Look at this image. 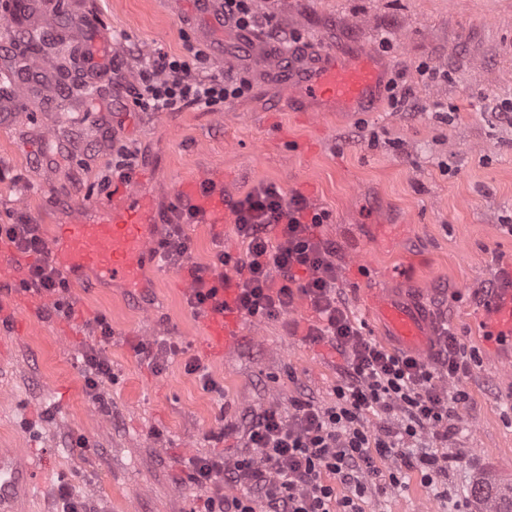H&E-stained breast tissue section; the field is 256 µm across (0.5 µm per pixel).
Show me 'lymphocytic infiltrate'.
Listing matches in <instances>:
<instances>
[{
    "instance_id": "lymphocytic-infiltrate-1",
    "label": "lymphocytic infiltrate",
    "mask_w": 512,
    "mask_h": 512,
    "mask_svg": "<svg viewBox=\"0 0 512 512\" xmlns=\"http://www.w3.org/2000/svg\"><path fill=\"white\" fill-rule=\"evenodd\" d=\"M224 23L243 35L266 27L281 47L299 40L298 33L280 30L274 14L258 15L254 0H224ZM250 88L244 76L194 75L189 62L160 51L151 69L139 73L133 104L141 112L188 106L214 111ZM229 206L245 255L220 250L215 258L235 271L236 309L275 318L297 297L306 298L320 317L310 336L344 353L347 366L333 403L306 397L293 400L286 413L266 408L242 430L239 453L192 458L191 478L207 492L203 512H362L366 494L402 487L408 470L429 484L447 477L448 439L460 431L456 408L469 399L458 384L476 363V351L462 346L445 322L430 361L364 336L338 289L336 246L317 233L328 214L303 195L287 197L267 184ZM203 220L190 200H179L159 244L164 261L190 279L188 303L194 309L215 302L218 293L208 269L192 263V242L184 231ZM0 243L27 259L25 291L48 298L66 291L60 271L43 258L40 225L28 219L0 224ZM373 412L385 416L386 425L370 429L365 418ZM228 485L234 494H225Z\"/></svg>"
}]
</instances>
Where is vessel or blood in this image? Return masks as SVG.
Here are the masks:
<instances>
[{"mask_svg": "<svg viewBox=\"0 0 512 512\" xmlns=\"http://www.w3.org/2000/svg\"><path fill=\"white\" fill-rule=\"evenodd\" d=\"M32 7V27L68 43L90 83L107 79L108 60L101 50L80 36L55 28L47 0H34ZM0 73L15 84L17 98L44 99L41 83L23 85L18 73L6 66ZM276 77L292 106L312 104L323 112H364L376 102L384 71L371 54L327 49L278 64ZM181 190L194 197L211 223H223L227 208L222 196L199 195L191 182L183 183ZM160 234L151 196L137 183H118L103 203L64 226L47 249L46 258L71 280L91 275L128 291H140L147 286V268L159 255ZM369 301L381 308L391 333L405 350L420 356L428 353L430 329L414 308L381 295L370 296ZM240 322L241 315L234 310L209 312L205 320L207 347L227 353L239 338ZM485 330L512 341V293L505 294L487 314ZM45 469L43 457L32 454L22 458L0 450V512H21L28 485L39 483Z\"/></svg>", "mask_w": 512, "mask_h": 512, "instance_id": "b4317fda", "label": "vessel or blood"}]
</instances>
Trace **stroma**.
Instances as JSON below:
<instances>
[{"label":"stroma","mask_w":512,"mask_h":512,"mask_svg":"<svg viewBox=\"0 0 512 512\" xmlns=\"http://www.w3.org/2000/svg\"><path fill=\"white\" fill-rule=\"evenodd\" d=\"M109 35L113 78L99 86V108L77 120L70 104L85 77L56 39L44 57L67 59L51 111L27 107L0 127V224L30 219L44 238L106 193L101 177L112 153L100 144L99 121L137 153L134 179L146 180L158 214L184 182L212 167L232 199L276 184L326 210L318 233L336 245L338 285L362 332L388 348L374 292L402 297L425 314L442 309L479 363L464 387L463 431L449 441L457 461L446 490L408 471L404 487L364 497L363 512H454L478 484H512V362L507 344L487 336V309L476 292L500 268L512 270V0H278L277 21L301 34L296 54L343 47L373 51L386 75L410 85L413 106L395 109L380 95L370 112H299L250 60L234 32L203 42L196 0H82ZM205 53V72L227 78L249 69L253 88L211 112H138L122 73L143 68V53ZM439 70L435 79L419 66ZM56 157L52 172L40 158ZM193 262L211 264L217 247L241 257L233 227L190 224ZM137 300L91 281L61 296L71 315L45 299L34 314L0 327V448L42 451L52 464L26 512H52L58 487L77 489L93 512H201L206 493L190 479L189 460L235 453L227 426H241L271 405L293 399L327 404L344 379L345 361L328 343L307 337L318 317L305 299L276 319L246 318L224 356L202 350L203 322L182 291L183 273L160 265ZM105 317L112 336L95 327ZM164 336L179 353L153 371L134 350ZM101 347L112 380L101 398L87 394L82 352ZM195 359L218 384L203 387L185 363Z\"/></svg>","instance_id":"stroma-1"}]
</instances>
